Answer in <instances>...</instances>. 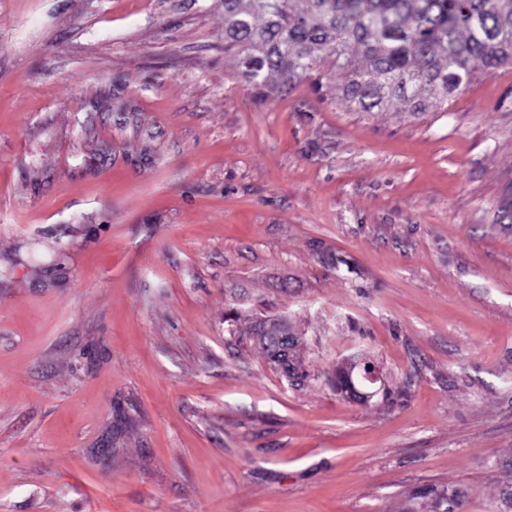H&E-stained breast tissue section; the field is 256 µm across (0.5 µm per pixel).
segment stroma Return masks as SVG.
Returning a JSON list of instances; mask_svg holds the SVG:
<instances>
[{
    "label": "stroma",
    "mask_w": 512,
    "mask_h": 512,
    "mask_svg": "<svg viewBox=\"0 0 512 512\" xmlns=\"http://www.w3.org/2000/svg\"><path fill=\"white\" fill-rule=\"evenodd\" d=\"M323 69L259 95L224 0H0V512H507L512 65L423 112ZM344 370L349 374L350 378L355 373L358 381L365 387H371L378 381L381 382L379 371L367 357L361 356L349 360Z\"/></svg>",
    "instance_id": "stroma-1"
}]
</instances>
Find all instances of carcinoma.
<instances>
[{
  "mask_svg": "<svg viewBox=\"0 0 512 512\" xmlns=\"http://www.w3.org/2000/svg\"><path fill=\"white\" fill-rule=\"evenodd\" d=\"M224 51L261 90L308 76L329 57L349 101L370 112L393 99L410 112L438 108L482 71L512 64V0H224ZM268 360L277 345L251 329Z\"/></svg>",
  "mask_w": 512,
  "mask_h": 512,
  "instance_id": "cac0c4a2",
  "label": "carcinoma"
}]
</instances>
